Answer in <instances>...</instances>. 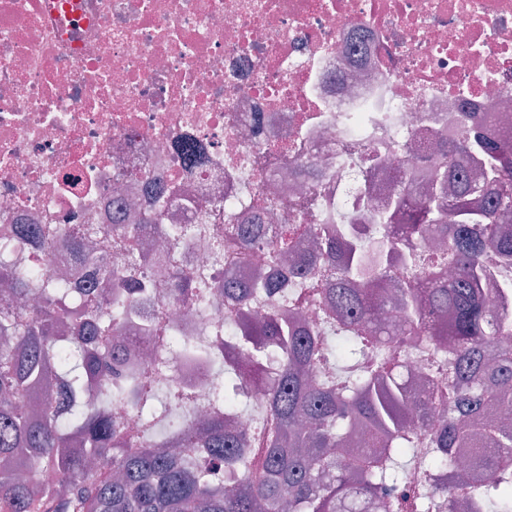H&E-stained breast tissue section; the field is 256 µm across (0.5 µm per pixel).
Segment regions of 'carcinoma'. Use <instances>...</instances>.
I'll use <instances>...</instances> for the list:
<instances>
[{
  "instance_id": "obj_1",
  "label": "carcinoma",
  "mask_w": 512,
  "mask_h": 512,
  "mask_svg": "<svg viewBox=\"0 0 512 512\" xmlns=\"http://www.w3.org/2000/svg\"><path fill=\"white\" fill-rule=\"evenodd\" d=\"M483 181L464 176L468 160ZM455 223H448V212ZM512 138H491L472 128L448 136L423 200L399 191L379 217V227L337 235L311 230L318 261L294 266L329 284L324 299L328 334L304 328L295 316L271 311L257 324L233 318L209 346L176 335V354L204 353L222 364L211 383L209 406L191 411V397L153 369L133 366L115 351L111 334L126 323L133 297L145 283L134 254L117 264L93 266L100 277L122 279L126 293L101 301L87 296L71 305L69 276L42 281L34 269L0 270L11 295L38 289L23 306L0 305V512H403L413 506L399 492L414 464L405 430V365L374 359L379 347L399 349L424 337L433 349L448 346L447 367L432 375L421 417L448 403V415L431 431V472L457 478L463 498L512 512V483L488 491L467 480L458 448H477L492 473L512 464V425L493 419L512 410V348L486 357L485 346L512 336V314L486 300L483 285L512 299ZM247 238L228 226V239L254 244L271 264L288 257L295 227L273 237ZM109 232L104 224L72 228L73 245L88 247ZM59 227L38 228L48 253ZM410 239H431L419 250ZM25 237L8 225L0 251H18ZM179 299L206 306L213 286L177 269ZM395 288L399 320L377 318L385 305L380 288ZM272 289L265 271L254 280L226 278L224 296L239 304L256 288ZM265 393L266 424L252 437L231 424L248 388ZM134 402L144 429L132 434L112 418L115 404ZM165 429L188 451L154 442ZM362 442L383 443L388 456L344 449L354 432ZM242 470L239 487L224 490V472ZM29 475L25 481L16 472Z\"/></svg>"
}]
</instances>
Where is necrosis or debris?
I'll use <instances>...</instances> for the list:
<instances>
[{"label": "necrosis or debris", "instance_id": "1", "mask_svg": "<svg viewBox=\"0 0 512 512\" xmlns=\"http://www.w3.org/2000/svg\"><path fill=\"white\" fill-rule=\"evenodd\" d=\"M465 102L512 136V0H0V226L111 225L96 260L134 251L151 279L119 341L150 356L166 328L206 344L231 305L170 303L166 267L248 280L261 254L216 250L225 225H299L303 255L310 226L377 224L402 182L427 197L409 173L439 156ZM166 199L174 245L148 222ZM6 260L118 290L66 239ZM266 269L278 288L248 312L301 297L316 322L323 283ZM157 369L208 401L207 359Z\"/></svg>", "mask_w": 512, "mask_h": 512}]
</instances>
